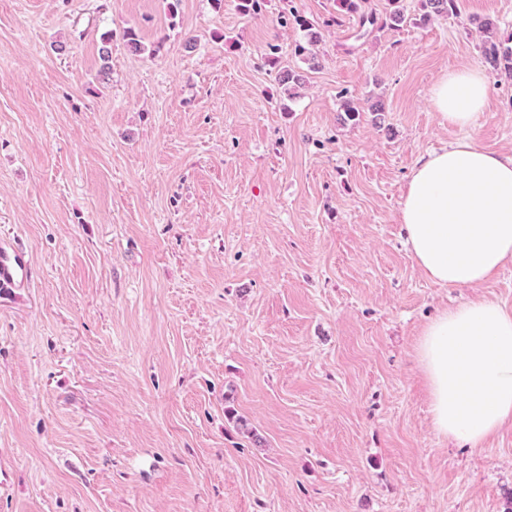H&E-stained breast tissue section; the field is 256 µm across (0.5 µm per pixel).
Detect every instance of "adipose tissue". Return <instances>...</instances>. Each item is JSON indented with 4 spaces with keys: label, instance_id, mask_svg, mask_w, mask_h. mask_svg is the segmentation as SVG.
<instances>
[{
    "label": "adipose tissue",
    "instance_id": "ef3b65f1",
    "mask_svg": "<svg viewBox=\"0 0 512 512\" xmlns=\"http://www.w3.org/2000/svg\"><path fill=\"white\" fill-rule=\"evenodd\" d=\"M490 95L474 67L431 91L442 122L472 127ZM411 258L442 287L474 286L512 262V157L460 140L419 157L400 203ZM415 353L435 431L471 448L512 423V311L477 299L425 325Z\"/></svg>",
    "mask_w": 512,
    "mask_h": 512
}]
</instances>
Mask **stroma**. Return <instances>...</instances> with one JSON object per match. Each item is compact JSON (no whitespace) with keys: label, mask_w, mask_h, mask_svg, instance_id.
Here are the masks:
<instances>
[{"label":"stroma","mask_w":512,"mask_h":512,"mask_svg":"<svg viewBox=\"0 0 512 512\" xmlns=\"http://www.w3.org/2000/svg\"><path fill=\"white\" fill-rule=\"evenodd\" d=\"M238 3L0 0V242L32 268L0 293V512H512V426L439 436L415 358L440 311L512 309V264L439 287L399 223L421 155L512 156L511 77L466 129L430 101L512 0L373 30L294 0L308 31Z\"/></svg>","instance_id":"obj_1"}]
</instances>
